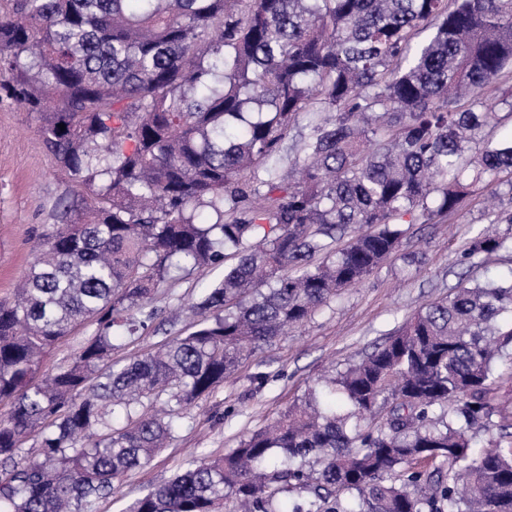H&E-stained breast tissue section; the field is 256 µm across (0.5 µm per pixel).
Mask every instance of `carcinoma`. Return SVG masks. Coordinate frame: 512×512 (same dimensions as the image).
I'll return each instance as SVG.
<instances>
[{
	"label": "carcinoma",
	"instance_id": "carcinoma-1",
	"mask_svg": "<svg viewBox=\"0 0 512 512\" xmlns=\"http://www.w3.org/2000/svg\"><path fill=\"white\" fill-rule=\"evenodd\" d=\"M509 68L512 0H0V99L39 116L84 204L0 303V512H93L184 410L361 284L408 226L512 176V137L483 135L489 92L512 110ZM302 115L295 178L280 163ZM506 249L481 233L467 255ZM221 265L188 335L112 360L173 273ZM85 322L95 334L36 382ZM503 366L512 267L425 305L127 512H512V433L479 450L469 435L507 419Z\"/></svg>",
	"mask_w": 512,
	"mask_h": 512
}]
</instances>
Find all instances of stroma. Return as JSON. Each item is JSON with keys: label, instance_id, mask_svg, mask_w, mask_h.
Listing matches in <instances>:
<instances>
[{"label": "stroma", "instance_id": "obj_1", "mask_svg": "<svg viewBox=\"0 0 512 512\" xmlns=\"http://www.w3.org/2000/svg\"><path fill=\"white\" fill-rule=\"evenodd\" d=\"M36 114L0 101V301L11 300L47 236L60 222V200L78 191L44 148ZM505 186L479 184L462 209L442 224L413 225L399 252L362 284L344 291L301 326L242 361L213 393L185 412L166 448L116 483L95 512H125L151 486L169 480L204 455H221L241 437L264 428L300 402L317 380L369 354L426 304L448 295L460 277L483 280L512 266V251L468 257L472 240L492 219L493 198ZM223 267L181 274L157 290L155 311L143 335L126 341L112 358L124 361L156 349L189 329L186 307ZM267 378L256 388L254 375Z\"/></svg>", "mask_w": 512, "mask_h": 512}]
</instances>
